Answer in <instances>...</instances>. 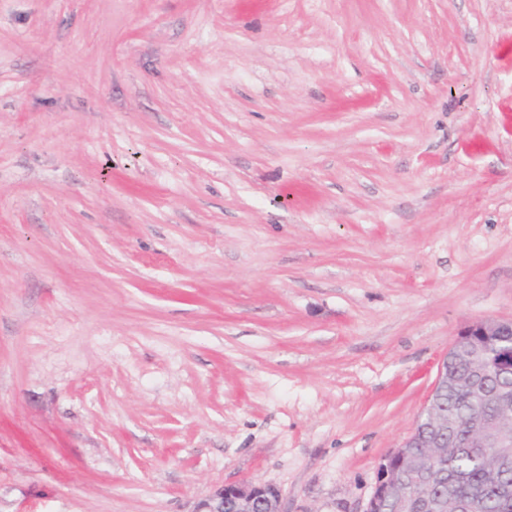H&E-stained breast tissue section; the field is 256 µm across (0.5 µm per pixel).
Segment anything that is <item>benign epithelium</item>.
Here are the masks:
<instances>
[{"mask_svg": "<svg viewBox=\"0 0 512 512\" xmlns=\"http://www.w3.org/2000/svg\"><path fill=\"white\" fill-rule=\"evenodd\" d=\"M498 374L512 376V317L474 320L453 338L443 360L431 395L398 448L384 456L377 468L376 482L364 512H485L484 491L454 499L439 492L443 473L433 460L447 446L453 419L441 408L445 391L455 386L470 387L482 378ZM497 420L488 425L472 419L466 428L465 445L485 448L491 457L492 474L512 468V389L506 385L487 392ZM494 495L503 510L512 506V483L500 480ZM190 512H280L279 490L256 482L227 483L195 502Z\"/></svg>", "mask_w": 512, "mask_h": 512, "instance_id": "benign-epithelium-1", "label": "benign epithelium"}]
</instances>
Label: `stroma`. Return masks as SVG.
Listing matches in <instances>:
<instances>
[{"mask_svg":"<svg viewBox=\"0 0 512 512\" xmlns=\"http://www.w3.org/2000/svg\"><path fill=\"white\" fill-rule=\"evenodd\" d=\"M512 317V0H0V512H364ZM190 512H281L280 493L259 482L227 483L195 502Z\"/></svg>","mask_w":512,"mask_h":512,"instance_id":"obj_1","label":"stroma"}]
</instances>
